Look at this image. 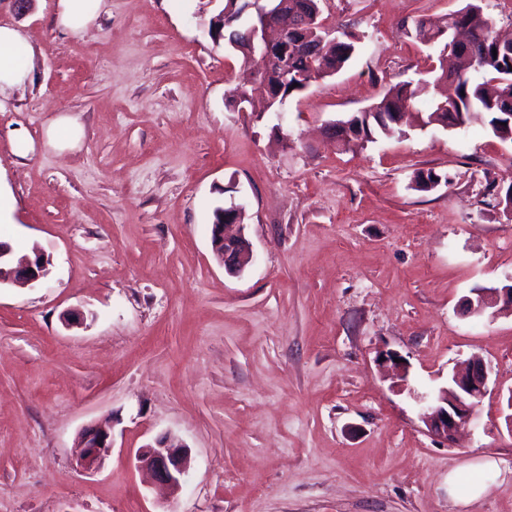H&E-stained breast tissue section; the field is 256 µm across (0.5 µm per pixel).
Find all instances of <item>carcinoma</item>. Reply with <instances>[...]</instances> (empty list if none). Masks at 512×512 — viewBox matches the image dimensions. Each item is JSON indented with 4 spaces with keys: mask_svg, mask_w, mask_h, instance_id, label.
<instances>
[{
    "mask_svg": "<svg viewBox=\"0 0 512 512\" xmlns=\"http://www.w3.org/2000/svg\"><path fill=\"white\" fill-rule=\"evenodd\" d=\"M306 2L305 9L315 18L313 40L320 41L322 0ZM224 8L229 10L233 20V23L224 27V40L238 43L241 46L238 53L242 55L243 61L254 67V85L262 95L267 112L277 111L280 105V101L270 97L267 88L281 89L283 94L291 96L302 91L312 81L340 72L351 61L356 50L353 36L345 31L336 36L337 45L323 54L308 50L307 44L302 42L303 36L290 32L288 44L291 50L288 53V68L285 69L275 62H267L259 56L253 57L245 51V23L240 18L241 4L237 0H225ZM459 26L468 31L471 46L455 52L457 67L450 72L441 71L432 82L420 79L416 82H399L390 87L378 102L345 120L350 126L362 130L363 136L340 143L341 149L347 151L373 142L380 136L406 135L398 125L380 122L379 115L392 112L400 106L409 112L421 94L428 92L429 87L436 88L439 83L448 81L455 85L454 94L432 97L429 111L417 114L419 128L423 129L435 122L448 123V112L452 110L461 122L486 125L500 141L512 143V126L503 124L505 113L512 112V107L506 101V96L512 97V54L493 35L491 22L484 16L481 6L470 2L438 23L418 19L414 21L410 35L417 43L429 49L437 48L443 54L448 47L445 43L448 28ZM442 179L444 176L433 169H420L413 176L416 189L420 191L430 190V184Z\"/></svg>",
    "mask_w": 512,
    "mask_h": 512,
    "instance_id": "carcinoma-1",
    "label": "carcinoma"
}]
</instances>
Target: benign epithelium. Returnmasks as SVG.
<instances>
[{"instance_id": "obj_1", "label": "benign epithelium", "mask_w": 512, "mask_h": 512, "mask_svg": "<svg viewBox=\"0 0 512 512\" xmlns=\"http://www.w3.org/2000/svg\"><path fill=\"white\" fill-rule=\"evenodd\" d=\"M243 13L249 16L246 33L251 55L265 59L287 58L288 45L281 43L278 33L293 27L285 10L288 0H245ZM241 207L224 208V222L211 225V245L226 273L237 275L253 260L249 241L234 230L239 225ZM49 258L38 251L34 256L15 258L11 243L0 240V287L15 282L36 283L49 273ZM496 314L512 316V283L500 288H478L466 299L467 312L481 315L491 306ZM489 369L480 358L468 361L461 371L448 377V386L441 388L423 408L422 422L429 435L453 442L457 433L475 418V408L488 390ZM79 465L85 470L98 468L112 451V434L102 425L87 427L82 434ZM135 459L162 486H176L190 465L188 451L175 446L165 437L140 448Z\"/></svg>"}]
</instances>
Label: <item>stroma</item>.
Masks as SVG:
<instances>
[{
  "label": "stroma",
  "mask_w": 512,
  "mask_h": 512,
  "mask_svg": "<svg viewBox=\"0 0 512 512\" xmlns=\"http://www.w3.org/2000/svg\"><path fill=\"white\" fill-rule=\"evenodd\" d=\"M467 2L323 0L356 53L275 114L230 105L247 70L208 32L216 0H104L80 36L54 0H0L35 52L0 100V238L50 260L0 288V512H512V316L465 311L512 279V144L480 124L352 151L325 135L419 79L408 29ZM61 116L83 130L64 149L46 138ZM428 168L446 183L416 190ZM233 203L253 250L236 276L211 246ZM390 352L405 376L380 366ZM473 356L489 391L448 444L421 399ZM104 419L112 451L83 470L80 434ZM164 435L190 452L174 490L136 466ZM452 473L487 493L455 503Z\"/></svg>",
  "instance_id": "obj_1"
}]
</instances>
